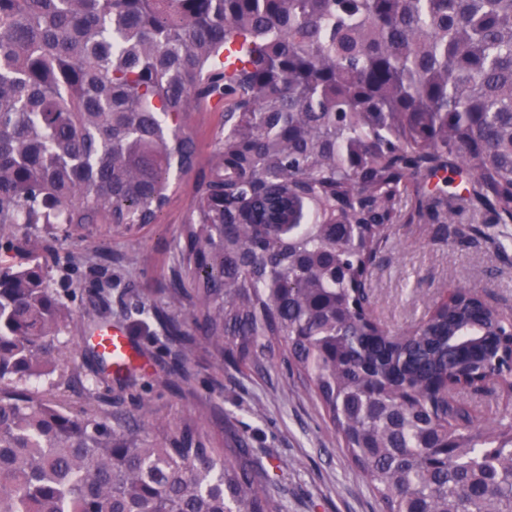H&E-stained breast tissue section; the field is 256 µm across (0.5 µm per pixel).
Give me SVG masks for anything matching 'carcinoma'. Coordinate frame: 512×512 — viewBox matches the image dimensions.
Listing matches in <instances>:
<instances>
[{"label": "carcinoma", "instance_id": "obj_1", "mask_svg": "<svg viewBox=\"0 0 512 512\" xmlns=\"http://www.w3.org/2000/svg\"><path fill=\"white\" fill-rule=\"evenodd\" d=\"M210 100L170 288L195 331L297 373L383 512H512V414L462 399L512 388V322L463 284L390 329L370 295L430 183L418 214L512 238V0H0V224L153 222ZM70 315L39 258L0 262V512H283L241 439L30 396Z\"/></svg>", "mask_w": 512, "mask_h": 512}]
</instances>
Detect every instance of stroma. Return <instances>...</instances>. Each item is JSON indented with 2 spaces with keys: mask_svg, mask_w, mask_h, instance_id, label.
<instances>
[{
  "mask_svg": "<svg viewBox=\"0 0 512 512\" xmlns=\"http://www.w3.org/2000/svg\"><path fill=\"white\" fill-rule=\"evenodd\" d=\"M187 123L197 145V170L179 179L154 223L130 233L109 224L0 225V261L18 264L47 257L51 286L72 310L60 337L65 362L28 388L34 397L59 400L75 414L90 406L108 415L121 413L147 439L154 438L158 423L197 426L217 445L230 435L242 437L254 456L280 475L275 491L284 512H380L364 473L349 462L331 424L304 389L283 394L288 378L283 363L245 376L197 335L193 357L182 361L158 319L136 309L141 298L157 302L184 323L191 314L188 301L170 303L166 290L174 279L176 243L198 175L207 170L224 129V110L213 102L198 105ZM73 253L82 254L84 263L71 266ZM462 283L476 285L489 304L512 312V246L498 251L432 238L415 221L398 225L392 247L372 272L374 314L388 326H409L443 292ZM93 307L124 327L132 345L147 354L135 383L105 380L95 403L87 388L100 365L86 347L83 322L85 310ZM144 402L150 408L145 417L140 414Z\"/></svg>",
  "mask_w": 512,
  "mask_h": 512,
  "instance_id": "35a3bbf8",
  "label": "stroma"
}]
</instances>
